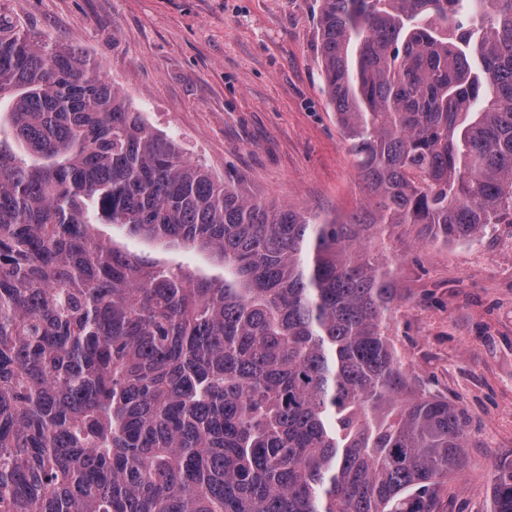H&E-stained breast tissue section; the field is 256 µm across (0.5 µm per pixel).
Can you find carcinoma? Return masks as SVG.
Wrapping results in <instances>:
<instances>
[{"label": "carcinoma", "mask_w": 512, "mask_h": 512, "mask_svg": "<svg viewBox=\"0 0 512 512\" xmlns=\"http://www.w3.org/2000/svg\"><path fill=\"white\" fill-rule=\"evenodd\" d=\"M319 26L368 195L343 219L215 182L81 52L0 10L20 146L0 140V512H438L468 420L403 371L373 241L512 224V0H320ZM492 512H512V467ZM98 233L104 238L114 239L121 246L132 252L148 256L174 268L181 267L195 272L200 276L222 277L224 269L215 264L206 254L180 249L158 250L140 239L127 237L113 224H96Z\"/></svg>", "instance_id": "cac0c4a2"}]
</instances>
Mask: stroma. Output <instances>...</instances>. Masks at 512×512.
I'll return each instance as SVG.
<instances>
[{"label":"stroma","mask_w":512,"mask_h":512,"mask_svg":"<svg viewBox=\"0 0 512 512\" xmlns=\"http://www.w3.org/2000/svg\"><path fill=\"white\" fill-rule=\"evenodd\" d=\"M33 38L80 50L132 107L243 196L347 217L366 202L318 65L317 0H0ZM100 236L200 276L206 254ZM402 300L387 316L404 371L469 418L440 512H491L512 466V224L446 245L385 228Z\"/></svg>","instance_id":"35a3bbf8"}]
</instances>
